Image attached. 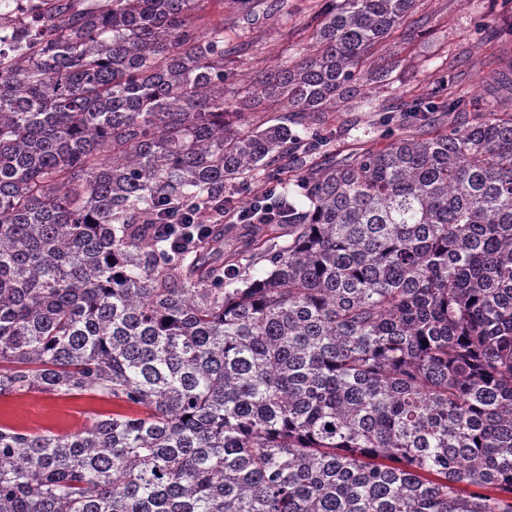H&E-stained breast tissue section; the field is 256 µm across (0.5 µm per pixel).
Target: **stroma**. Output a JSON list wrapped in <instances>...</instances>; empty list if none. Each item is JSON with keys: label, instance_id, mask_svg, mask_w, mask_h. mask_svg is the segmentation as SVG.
Instances as JSON below:
<instances>
[{"label": "stroma", "instance_id": "1", "mask_svg": "<svg viewBox=\"0 0 512 512\" xmlns=\"http://www.w3.org/2000/svg\"><path fill=\"white\" fill-rule=\"evenodd\" d=\"M417 11L428 18L425 31L408 46L392 41L386 47L400 59L391 82L368 83L364 98L351 99L345 110L315 114L314 127L336 132L329 150L356 153L400 135L402 103L429 95L443 79L448 97L468 101L470 112L496 107L501 94L496 79L512 70V0H418ZM316 12L315 0H288L287 22L262 17L249 25L252 49L241 69L283 55L289 43L306 37ZM491 14L500 18L493 31L485 25ZM127 410L126 404L87 393L57 396L30 390L0 396V423L33 433H70L91 417Z\"/></svg>", "mask_w": 512, "mask_h": 512}]
</instances>
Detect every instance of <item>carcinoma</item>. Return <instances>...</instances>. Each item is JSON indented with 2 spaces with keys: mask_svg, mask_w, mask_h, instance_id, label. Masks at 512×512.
Here are the masks:
<instances>
[{
  "mask_svg": "<svg viewBox=\"0 0 512 512\" xmlns=\"http://www.w3.org/2000/svg\"><path fill=\"white\" fill-rule=\"evenodd\" d=\"M6 2L0 396L146 413L1 424L0 512H512V73L480 118L437 91L309 162L333 134L293 127L413 41L417 0H321L295 59L236 82L250 43L199 0ZM260 175L284 191L241 250L156 232L224 223ZM112 411L144 414L145 409L131 408L87 393L57 396L30 390L0 396V423L33 433H70L82 427L89 418L109 415Z\"/></svg>",
  "mask_w": 512,
  "mask_h": 512,
  "instance_id": "carcinoma-1",
  "label": "carcinoma"
}]
</instances>
